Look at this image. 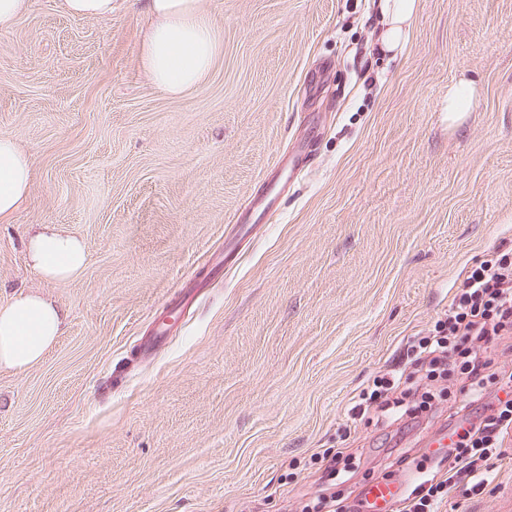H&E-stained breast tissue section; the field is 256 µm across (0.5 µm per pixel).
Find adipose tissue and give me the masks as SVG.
<instances>
[{
    "label": "adipose tissue",
    "mask_w": 512,
    "mask_h": 512,
    "mask_svg": "<svg viewBox=\"0 0 512 512\" xmlns=\"http://www.w3.org/2000/svg\"><path fill=\"white\" fill-rule=\"evenodd\" d=\"M419 0H376L380 19L377 48L399 55L418 12ZM152 20L142 44V66L152 82L170 96L182 95L210 71L220 43L199 0H143ZM32 163L19 141L0 136V222L11 220L29 197ZM32 266L55 281L77 277L86 267L83 242L54 227H44L27 244ZM62 310L38 294H23L0 306V367L25 369L40 362L61 336Z\"/></svg>",
    "instance_id": "adipose-tissue-1"
}]
</instances>
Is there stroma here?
<instances>
[{"mask_svg": "<svg viewBox=\"0 0 512 512\" xmlns=\"http://www.w3.org/2000/svg\"><path fill=\"white\" fill-rule=\"evenodd\" d=\"M30 2L0 31V135L33 169L0 223V305L36 291L66 318L41 362L0 368V512H295L432 477L459 389L392 449L374 422L344 424L466 272L512 250V0H420L393 60L370 0H201L221 52L178 97L142 66L140 0L102 20ZM462 77L479 95L452 127ZM272 191L237 262L209 269ZM41 224L84 242L79 277L31 266ZM201 275L177 332L133 359ZM340 448L346 482L326 470ZM493 477L438 512H512V449Z\"/></svg>", "mask_w": 512, "mask_h": 512, "instance_id": "35a3bbf8", "label": "stroma"}]
</instances>
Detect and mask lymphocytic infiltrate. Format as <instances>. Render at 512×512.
Instances as JSON below:
<instances>
[{"mask_svg":"<svg viewBox=\"0 0 512 512\" xmlns=\"http://www.w3.org/2000/svg\"><path fill=\"white\" fill-rule=\"evenodd\" d=\"M512 352V254L483 261L467 273L432 334L414 340L395 368L359 393L348 414L358 419L374 411L398 430L421 425L435 406L431 385L464 375L467 389L460 416H449L448 468L443 478H428L404 497L401 512H436L458 483L481 494L490 483L491 458L503 457L512 436V367L495 366L499 346Z\"/></svg>","mask_w":512,"mask_h":512,"instance_id":"1","label":"lymphocytic infiltrate"}]
</instances>
